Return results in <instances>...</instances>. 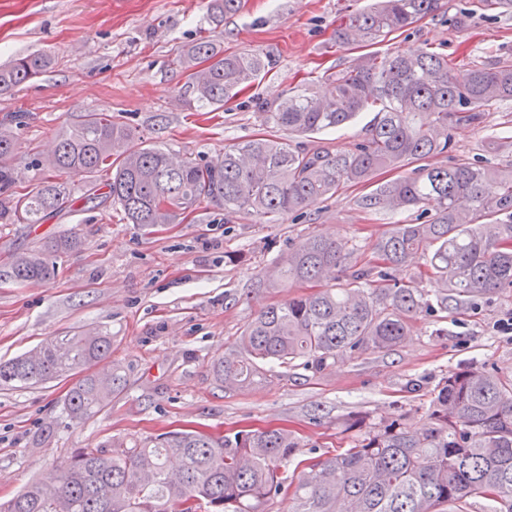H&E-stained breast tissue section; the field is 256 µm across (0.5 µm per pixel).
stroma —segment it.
Listing matches in <instances>:
<instances>
[{"instance_id":"obj_1","label":"stroma","mask_w":512,"mask_h":512,"mask_svg":"<svg viewBox=\"0 0 512 512\" xmlns=\"http://www.w3.org/2000/svg\"><path fill=\"white\" fill-rule=\"evenodd\" d=\"M370 0H242L222 25L210 23L208 0H0V65L34 51L55 63L31 83L0 94V127L16 139L13 165L22 185L38 178L33 165L57 133L87 112L111 113L176 153L209 161L225 147L260 135L284 137L263 125L259 100L305 84L331 94L337 69L359 48L336 39L344 16ZM478 0H443L436 14L374 44L379 54L431 45L457 69L512 60V10L485 17ZM472 10L468 21L460 13ZM211 37L225 51L257 53L269 71L224 107L203 113L186 99L177 60L189 45ZM512 121V101L487 109L483 127L458 130L449 155L436 165L475 159L512 170V151L494 143ZM73 201L44 224H0V265L71 233L78 252L57 260L53 279L18 284L0 279V361L70 331H110L114 364L128 380L96 416L69 421L63 406L76 376L0 389V501L29 483L65 470L76 449L114 441L150 443L197 428L225 435L285 428L313 455L349 447L358 429L403 418L422 429L438 385L449 372L487 365L512 375V289L474 300L448 319L421 316L392 350L355 353L321 370L298 363L275 368L268 380L227 389L211 364L237 344L244 326L271 304L311 293L312 285L262 288L257 281L310 235L335 238L370 255L376 240L415 212L360 210V187L345 186L323 202L268 224L249 211L225 218L202 204L183 223L147 228L126 223L114 207L87 198V182L70 178Z\"/></svg>"}]
</instances>
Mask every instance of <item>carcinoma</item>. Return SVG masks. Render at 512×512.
Masks as SVG:
<instances>
[{"label": "carcinoma", "instance_id": "1", "mask_svg": "<svg viewBox=\"0 0 512 512\" xmlns=\"http://www.w3.org/2000/svg\"><path fill=\"white\" fill-rule=\"evenodd\" d=\"M209 6V21L217 26L240 9L241 0H210ZM441 6L442 0H378L347 15L337 38L369 46ZM179 64L185 92L215 110L266 69L261 56L227 54L206 38L186 49ZM51 65L45 51L14 59L0 67V94ZM504 100H512V61L461 71L431 47L412 54L367 52L336 71L329 97L297 86L256 103L265 123L298 135L374 112L364 137L349 150L255 138L204 162L137 144L132 128L106 112H87L57 135L39 161L42 177L21 191L11 164L15 138L0 128V224L44 223L71 197L61 176L91 183L103 170L111 172L103 199L127 223L144 227L175 224L202 203L223 210L226 218L248 209L277 224L345 185L365 188L355 199L362 210H415L418 223L395 224L377 240L374 262L318 235L290 244L281 267L260 283L280 288L288 280L319 282L323 288L261 311L238 344L212 363L226 388L264 381L270 367L297 360L321 369L357 351L398 346L420 315L446 318L476 297L512 288V171L471 162L425 163L448 153L457 130L482 126L486 107ZM382 169L402 175L376 184L374 175ZM80 248L74 235L55 237L38 251L14 256L0 278L50 280L56 258ZM421 260L437 286L431 294L401 276ZM111 353L106 330L54 336L32 353L0 362V387L87 370ZM126 384L117 366L85 376L66 399L67 417L90 419ZM300 451L286 428L224 436L187 429L150 448H81L68 470L31 483L0 504V512H261L283 489L280 465ZM297 467V480L290 483L295 512H468L471 498L491 502L489 512H512V377L483 366L450 372L425 432L394 418L350 447L302 459Z\"/></svg>", "mask_w": 512, "mask_h": 512}]
</instances>
